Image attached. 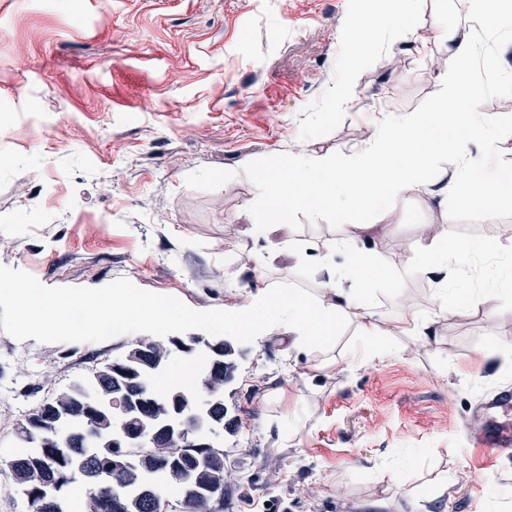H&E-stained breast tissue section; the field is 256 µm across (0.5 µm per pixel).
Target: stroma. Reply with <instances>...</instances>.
<instances>
[{"label":"stroma","mask_w":512,"mask_h":512,"mask_svg":"<svg viewBox=\"0 0 512 512\" xmlns=\"http://www.w3.org/2000/svg\"><path fill=\"white\" fill-rule=\"evenodd\" d=\"M388 0H0V265L47 287L99 288L125 278L196 311L254 292L257 253L267 282L311 299L323 285L356 292L336 250L344 228L303 221L288 232L306 265L292 267L249 231L257 198L249 162L301 149L352 155L379 122L437 92L427 61L448 46L413 44L381 27L352 56L349 30ZM358 86L345 106L336 87ZM455 165L374 220L363 247L396 279L370 295L378 352L340 315L327 343L301 350L282 329L240 344L224 391L246 483L232 512H512V457L476 446L479 406L512 389V316L480 297L512 267V219L453 222L434 191ZM441 224L442 246L480 250L466 265L403 276ZM326 262H319V255ZM458 287L440 303L442 281ZM411 304L420 340L396 332ZM131 334L100 342L19 341L0 331V460L46 393L15 372L61 355L58 387L121 356Z\"/></svg>","instance_id":"obj_1"}]
</instances>
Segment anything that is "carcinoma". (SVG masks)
<instances>
[{
  "instance_id": "obj_1",
  "label": "carcinoma",
  "mask_w": 512,
  "mask_h": 512,
  "mask_svg": "<svg viewBox=\"0 0 512 512\" xmlns=\"http://www.w3.org/2000/svg\"><path fill=\"white\" fill-rule=\"evenodd\" d=\"M235 348L224 345V354L214 359L210 351L195 360L196 379L193 385H163L165 371L147 376L149 399L139 414L147 421L167 408V397L180 395L182 406L191 404L193 395L205 385L221 380L228 385L234 380ZM112 387V364L96 369L85 383L74 387L62 400H44L31 414L35 424L23 425L16 432L21 451L0 462L14 475L29 468L41 472L44 480L57 484L59 498L46 499L41 486L28 487L32 502L30 512H72L78 495H92L99 512H161L148 487L167 488L173 484L178 498L172 512H209L202 492L209 488L232 490L235 476L232 469L211 461V441L205 435L190 439L189 446L171 448L156 455L152 443L144 448L112 446V411L98 410L97 426L87 430L82 419L101 390ZM67 409L74 424L68 430H56L49 423V414L56 408Z\"/></svg>"
}]
</instances>
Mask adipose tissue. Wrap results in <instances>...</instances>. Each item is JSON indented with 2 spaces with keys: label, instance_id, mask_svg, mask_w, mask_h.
I'll list each match as a JSON object with an SVG mask.
<instances>
[{
  "label": "adipose tissue",
  "instance_id": "1",
  "mask_svg": "<svg viewBox=\"0 0 512 512\" xmlns=\"http://www.w3.org/2000/svg\"><path fill=\"white\" fill-rule=\"evenodd\" d=\"M416 3L417 0H392L385 16L362 17L349 34L350 42L361 44L366 34L381 25L405 38L417 39L418 29L412 22ZM440 240V234H431L428 243L405 267V274H413L422 266L464 265L470 261L474 253L470 243H459L455 250L449 251L441 247ZM357 241L358 227L353 224L338 246L347 254V274L362 285V292L345 293L331 287L324 300L312 301L291 289L263 282L247 303L225 309V325L238 332L282 328L291 334L295 347L304 348L325 343L332 334L337 316L357 310L361 313V336L372 340L376 323L367 290L378 282L391 280L392 275L375 255L358 248Z\"/></svg>",
  "mask_w": 512,
  "mask_h": 512
}]
</instances>
